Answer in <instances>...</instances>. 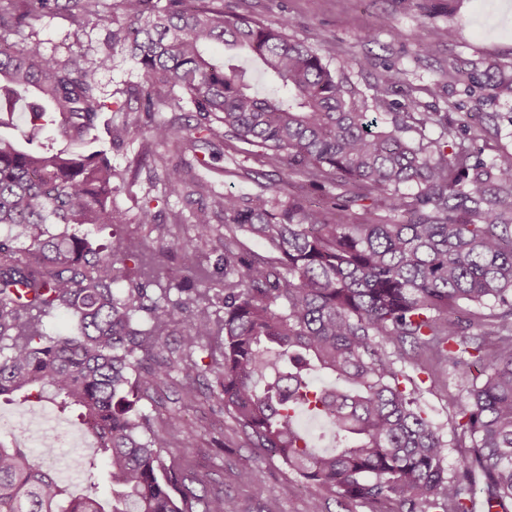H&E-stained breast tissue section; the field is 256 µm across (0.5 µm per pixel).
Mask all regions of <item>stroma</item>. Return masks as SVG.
<instances>
[{"mask_svg": "<svg viewBox=\"0 0 512 512\" xmlns=\"http://www.w3.org/2000/svg\"><path fill=\"white\" fill-rule=\"evenodd\" d=\"M227 10L279 25L290 19L289 37L304 41L328 61L355 92L357 104L370 102L377 74L387 66L395 67L399 83L389 95V102L403 101L412 95L440 112H482L489 119L482 124L478 142L485 157L512 153V99L497 96L492 86L474 93L448 81V65L453 61L480 64L512 63V0H223ZM389 19L390 28L403 34L392 40L388 28L380 25ZM453 28L450 41H435L437 30ZM35 29L44 42L45 58L54 63L68 55L91 62L94 48L105 34L104 24H89L79 42L69 43L71 24L63 10L37 21ZM376 41L364 44L365 34ZM370 55L372 64L365 69L349 66L352 57ZM440 83V97L428 93L433 83ZM256 147L213 141L207 149L176 152L140 135L113 151L112 163L120 172L112 206L123 218L114 225L117 235L139 238L147 247H158L163 232L184 238L197 234L192 214L205 206L213 212V241L224 238V214L218 200L227 193H272L279 203L296 195L312 201L322 200L321 192L309 186L284 191L275 184L273 167L260 163ZM190 162L187 188L183 196L168 195L163 174L166 165L179 160ZM150 210L154 223L141 224V210ZM435 384H424L422 405L447 443L443 466L448 473L462 470L470 455L457 446L451 431L454 419L468 407V381L452 365L440 364ZM184 379L179 369H172L167 386L158 390L159 405L141 401L140 409L153 427H176L192 432L189 443L164 449L166 464L195 476L199 495L223 492L226 512H310L314 498L323 501V512H376L367 504L340 500L326 490L304 488L300 477L279 458L266 450L245 445L234 433L232 424L217 428L223 415L218 407L201 404L190 409L181 399ZM259 467L261 477L255 483L238 482L235 474L243 466Z\"/></svg>", "mask_w": 512, "mask_h": 512, "instance_id": "1", "label": "stroma"}]
</instances>
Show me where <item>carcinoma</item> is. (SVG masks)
Segmentation results:
<instances>
[{"mask_svg": "<svg viewBox=\"0 0 512 512\" xmlns=\"http://www.w3.org/2000/svg\"><path fill=\"white\" fill-rule=\"evenodd\" d=\"M55 8L78 41L103 3L0 0V398L78 411L108 469L89 460L76 495L17 438L0 437V512H224V495L197 496L189 476L166 465L162 451L174 434L135 409L167 384L169 359L157 355L146 366L144 357L178 325L188 356L224 337L210 399L247 445L280 457L307 486L348 502L395 504L397 512H477L478 489L488 506L509 512L512 154L484 157L466 118L413 97L381 129L284 26L191 0H119L95 63L72 57L51 66L33 23ZM118 51L143 84L189 95L199 133L190 149L210 136L261 147L278 185L302 177L340 193L326 204L293 197L285 205L264 192L226 194L218 202L224 241L209 253L206 207L193 213L197 238L163 237L147 262L124 237L92 243L83 227L122 223L112 209L120 178L112 150L138 131L109 122L107 139L98 134L101 114L128 111V102L99 95L98 70ZM247 58L276 83L262 96ZM493 69L466 62L449 66L448 76L468 91L493 79L498 94L512 98V74ZM396 83L393 68L378 73L375 108L387 105ZM175 104L148 97L143 109ZM428 125L439 137L425 135ZM409 130L418 138L405 137ZM148 134L185 149L167 123ZM187 167H165L169 194L184 193ZM409 186L414 191L403 192ZM350 203L361 213L349 221ZM240 230L278 256L245 252ZM173 253L178 266L159 261ZM212 253L224 268L222 318L199 292L173 308L152 295L163 277H198ZM129 260L149 272L131 277ZM119 282L128 287L118 293ZM490 302L497 311L480 312ZM61 309L73 327L54 333L43 318ZM448 360L471 383L470 406L452 426L471 454L452 477L443 467L446 441L407 373L428 375L432 363ZM181 373L182 399L193 403L202 370L187 362ZM313 373L331 383H314ZM304 409L334 427L336 448L311 450L295 425ZM101 479L111 496L98 492Z\"/></svg>", "mask_w": 512, "mask_h": 512, "instance_id": "carcinoma-1", "label": "carcinoma"}]
</instances>
